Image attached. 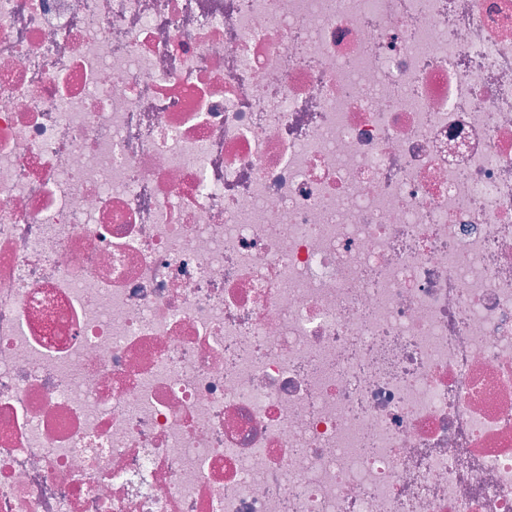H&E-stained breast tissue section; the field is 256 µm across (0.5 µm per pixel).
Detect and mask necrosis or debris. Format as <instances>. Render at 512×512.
<instances>
[{
    "label": "necrosis or debris",
    "instance_id": "obj_1",
    "mask_svg": "<svg viewBox=\"0 0 512 512\" xmlns=\"http://www.w3.org/2000/svg\"><path fill=\"white\" fill-rule=\"evenodd\" d=\"M0 512H512V0H0Z\"/></svg>",
    "mask_w": 512,
    "mask_h": 512
}]
</instances>
